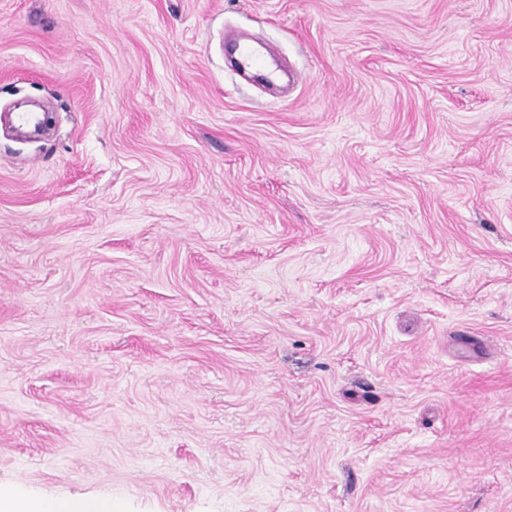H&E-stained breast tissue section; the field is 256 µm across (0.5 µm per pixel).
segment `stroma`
<instances>
[{
	"label": "stroma",
	"instance_id": "obj_1",
	"mask_svg": "<svg viewBox=\"0 0 512 512\" xmlns=\"http://www.w3.org/2000/svg\"><path fill=\"white\" fill-rule=\"evenodd\" d=\"M20 101L0 487L512 512V0H0Z\"/></svg>",
	"mask_w": 512,
	"mask_h": 512
}]
</instances>
